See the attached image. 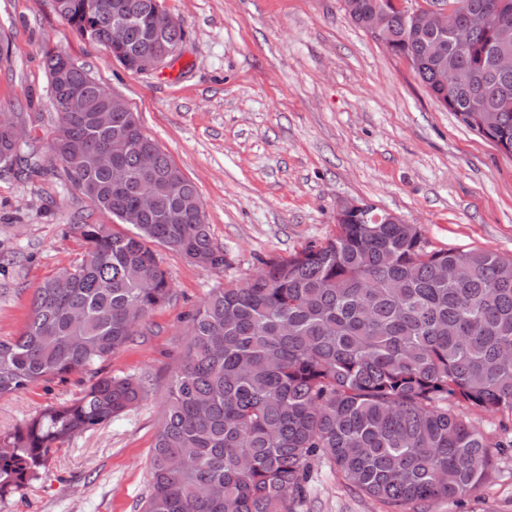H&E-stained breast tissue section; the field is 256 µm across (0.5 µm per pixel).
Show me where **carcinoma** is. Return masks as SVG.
Masks as SVG:
<instances>
[{
    "instance_id": "obj_1",
    "label": "carcinoma",
    "mask_w": 512,
    "mask_h": 512,
    "mask_svg": "<svg viewBox=\"0 0 512 512\" xmlns=\"http://www.w3.org/2000/svg\"><path fill=\"white\" fill-rule=\"evenodd\" d=\"M154 0H56L83 38L124 68L184 30L163 29ZM496 0H448L460 16L493 13V22L458 45L410 30L393 0H355L359 23L373 7L391 13L386 49L414 62L436 100L434 44L458 76L443 108L512 156V72L495 65L512 50V8ZM49 96L58 113L51 144L66 179L93 207L128 227L74 224L85 251L76 264L35 289L16 336L0 337V396L75 373H88L76 399L44 408L0 438V500L36 479L51 449L139 404L146 380L112 376L104 364L133 341L137 328L171 296L156 247L183 254L204 271L224 268V248L205 219L198 189L143 131L132 109L65 54L47 50ZM80 92L85 111L70 112ZM132 140L155 151L146 171L134 153L120 157L118 188L98 155ZM0 167L35 176L45 168L14 138L0 112ZM153 199L136 223L138 198ZM448 267V276L441 274ZM188 342L167 388L151 449L150 488L142 512H296L311 468L323 459L347 487L394 512H425L477 492L507 447L466 409L512 416V257L433 248L418 224L336 225V235L214 288L187 316Z\"/></svg>"
}]
</instances>
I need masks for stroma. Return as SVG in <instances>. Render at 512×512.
Returning a JSON list of instances; mask_svg holds the SVG:
<instances>
[{
  "label": "stroma",
  "instance_id": "obj_1",
  "mask_svg": "<svg viewBox=\"0 0 512 512\" xmlns=\"http://www.w3.org/2000/svg\"><path fill=\"white\" fill-rule=\"evenodd\" d=\"M185 31L171 64L131 72L78 36L54 0H0V110L17 112L45 176L0 173V336H15L34 288L82 257L73 224L108 223L57 172L58 118L45 49L66 54L139 112L145 133L193 180L223 270L159 248L172 298L106 370L148 381V396L52 450L0 512H140L184 318L210 291L336 233V208L366 201L421 225L436 248L512 256V157L443 109L404 58L343 0H165ZM80 394L78 376L0 396V436ZM297 512H392L315 462ZM427 512H512V448L476 494Z\"/></svg>",
  "mask_w": 512,
  "mask_h": 512
}]
</instances>
